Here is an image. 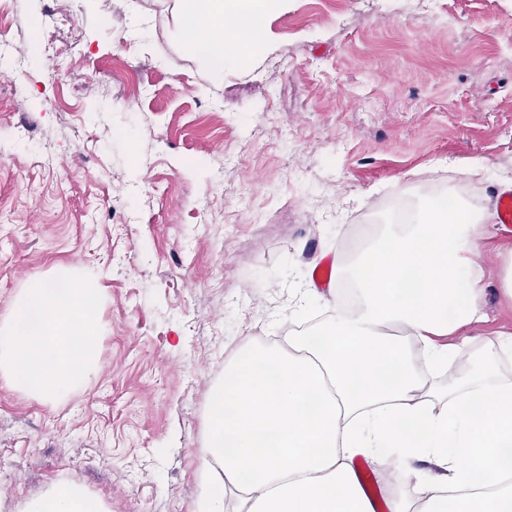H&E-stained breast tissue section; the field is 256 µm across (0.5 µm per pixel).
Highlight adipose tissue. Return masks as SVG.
Returning <instances> with one entry per match:
<instances>
[{"label":"adipose tissue","instance_id":"adipose-tissue-1","mask_svg":"<svg viewBox=\"0 0 512 512\" xmlns=\"http://www.w3.org/2000/svg\"><path fill=\"white\" fill-rule=\"evenodd\" d=\"M180 34L217 73L262 37L260 0H184ZM426 201L411 221L369 240L336 278L358 306L336 302L320 341L292 332L283 344L246 343L209 396L195 512H371L353 471L373 448H394L392 473L424 459L436 473L408 484L416 512H512V381L500 378L512 332L491 347L440 346L482 320L484 245L469 233L491 220ZM468 376L428 399L432 368L457 356ZM25 512H108L60 482Z\"/></svg>","mask_w":512,"mask_h":512}]
</instances>
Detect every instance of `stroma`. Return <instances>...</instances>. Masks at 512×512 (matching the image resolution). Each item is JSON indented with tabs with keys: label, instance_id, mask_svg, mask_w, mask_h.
<instances>
[{
	"label": "stroma",
	"instance_id": "obj_1",
	"mask_svg": "<svg viewBox=\"0 0 512 512\" xmlns=\"http://www.w3.org/2000/svg\"><path fill=\"white\" fill-rule=\"evenodd\" d=\"M0 64V319L33 277L95 278L99 372L49 401L0 377V512L59 480L110 512H193L211 387L250 341L315 329L322 256L424 180L491 208L512 178V0H277L222 76L179 35L182 0H7ZM36 143L51 160L29 155ZM481 176H470L474 163ZM481 347L512 332L477 227Z\"/></svg>",
	"mask_w": 512,
	"mask_h": 512
}]
</instances>
